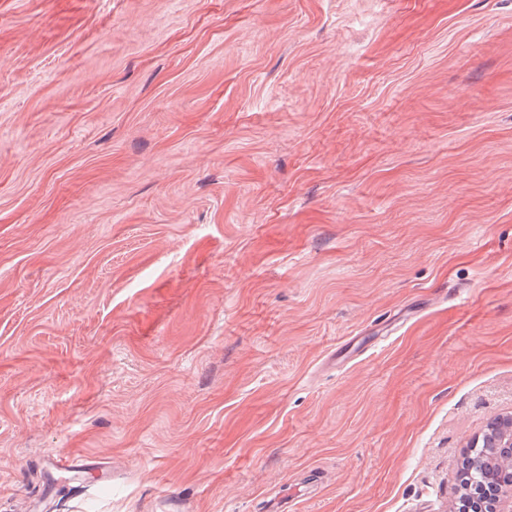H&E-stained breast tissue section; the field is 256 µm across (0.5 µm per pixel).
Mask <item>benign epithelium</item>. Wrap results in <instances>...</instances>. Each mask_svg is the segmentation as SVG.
<instances>
[{
	"label": "benign epithelium",
	"mask_w": 512,
	"mask_h": 512,
	"mask_svg": "<svg viewBox=\"0 0 512 512\" xmlns=\"http://www.w3.org/2000/svg\"><path fill=\"white\" fill-rule=\"evenodd\" d=\"M512 468V413L490 421L460 461L459 491L473 512H512V483L489 485L481 475L488 465Z\"/></svg>",
	"instance_id": "obj_1"
}]
</instances>
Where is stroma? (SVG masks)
Instances as JSON below:
<instances>
[{"mask_svg":"<svg viewBox=\"0 0 512 512\" xmlns=\"http://www.w3.org/2000/svg\"><path fill=\"white\" fill-rule=\"evenodd\" d=\"M508 411L512 0H0V512H449ZM52 466L70 475L71 481L76 485L74 488H84L86 482L85 474L88 468L93 466L87 458L73 452L58 454L54 457Z\"/></svg>","mask_w":512,"mask_h":512,"instance_id":"obj_1","label":"stroma"}]
</instances>
